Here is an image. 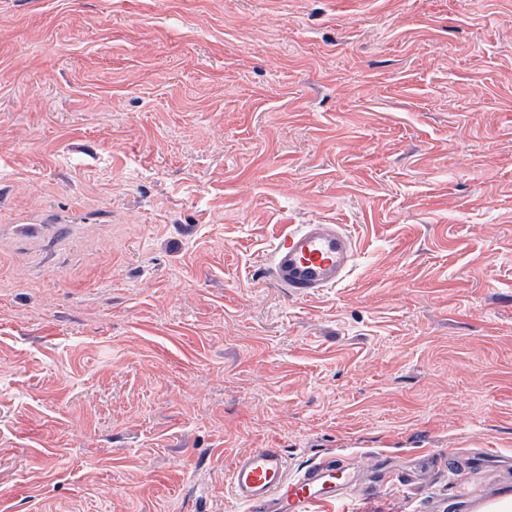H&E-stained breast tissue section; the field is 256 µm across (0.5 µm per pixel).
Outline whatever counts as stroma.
<instances>
[{
  "mask_svg": "<svg viewBox=\"0 0 512 512\" xmlns=\"http://www.w3.org/2000/svg\"><path fill=\"white\" fill-rule=\"evenodd\" d=\"M255 448L432 454L329 512L512 457V0H0V512H237ZM356 244L340 224H296L269 259L272 280L298 298L342 285L356 259Z\"/></svg>",
  "mask_w": 512,
  "mask_h": 512,
  "instance_id": "obj_1",
  "label": "stroma"
}]
</instances>
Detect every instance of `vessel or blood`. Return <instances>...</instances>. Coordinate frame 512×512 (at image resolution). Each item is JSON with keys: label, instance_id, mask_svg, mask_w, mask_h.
Instances as JSON below:
<instances>
[{"label": "vessel or blood", "instance_id": "1", "mask_svg": "<svg viewBox=\"0 0 512 512\" xmlns=\"http://www.w3.org/2000/svg\"><path fill=\"white\" fill-rule=\"evenodd\" d=\"M356 244L339 224L291 226L269 259L272 280L290 294L311 298L342 285L356 259ZM358 477L340 459L294 468L282 449L255 448L231 466L228 489L243 512H320L350 498Z\"/></svg>", "mask_w": 512, "mask_h": 512}]
</instances>
